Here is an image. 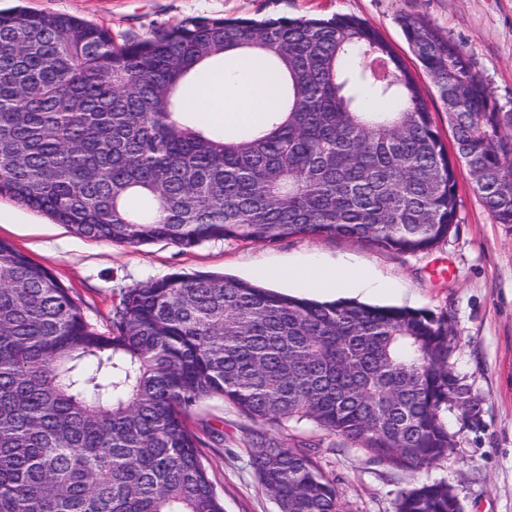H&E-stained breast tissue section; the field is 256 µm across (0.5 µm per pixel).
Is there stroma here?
<instances>
[{
  "mask_svg": "<svg viewBox=\"0 0 512 512\" xmlns=\"http://www.w3.org/2000/svg\"><path fill=\"white\" fill-rule=\"evenodd\" d=\"M63 13L108 27L117 38H147L158 29L198 18L356 16L375 27L413 70L446 147H453L448 115L431 80L416 67L400 19L428 21L471 58L497 106L512 110V0H0ZM458 222L432 250L401 254L342 238L296 237L275 246L215 240L185 249L167 241L120 246L74 233L48 215L0 194V239L47 266L70 288L87 321L108 331L112 308L124 291L182 273H223L291 293L294 283L258 278L259 267L300 269L348 265L381 282L351 297L371 305H397L447 315L456 346L455 373L480 401L470 418L443 411L454 432L452 454L429 469L395 471L363 449L310 423L276 429L283 444L316 445L317 460L334 481L346 512H393L402 490L442 481L462 512H512V224L496 223L457 169ZM188 423L202 441V461L224 512H278L253 472L246 440L253 428L237 409L214 398L192 407Z\"/></svg>",
  "mask_w": 512,
  "mask_h": 512,
  "instance_id": "obj_1",
  "label": "stroma"
}]
</instances>
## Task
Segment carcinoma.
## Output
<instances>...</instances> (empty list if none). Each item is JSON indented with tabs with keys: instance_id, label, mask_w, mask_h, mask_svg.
Listing matches in <instances>:
<instances>
[{
	"instance_id": "cac0c4a2",
	"label": "carcinoma",
	"mask_w": 512,
	"mask_h": 512,
	"mask_svg": "<svg viewBox=\"0 0 512 512\" xmlns=\"http://www.w3.org/2000/svg\"><path fill=\"white\" fill-rule=\"evenodd\" d=\"M455 142L415 77L353 16L191 19L145 39L68 14L0 10V194L117 245L265 246L341 237L401 254L458 223L456 161L512 224V112L430 23L402 19ZM252 54L279 79L268 125H204L184 87ZM448 317L317 301L224 275L131 288L109 333L48 267L0 239V512H224L186 423L220 397L258 425L250 465L279 512H345L313 453L267 428L311 422L394 470L445 459L463 398ZM394 512H461L445 482Z\"/></svg>"
}]
</instances>
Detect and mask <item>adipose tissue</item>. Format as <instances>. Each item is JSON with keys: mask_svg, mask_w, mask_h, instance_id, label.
Wrapping results in <instances>:
<instances>
[{"mask_svg": "<svg viewBox=\"0 0 512 512\" xmlns=\"http://www.w3.org/2000/svg\"><path fill=\"white\" fill-rule=\"evenodd\" d=\"M277 78L257 69L246 56H237L232 67L212 70L200 86L187 88L186 104L210 122L225 126L260 123L275 94ZM362 272L348 267L310 269L292 273L297 284L310 291L340 292L352 289Z\"/></svg>", "mask_w": 512, "mask_h": 512, "instance_id": "1", "label": "adipose tissue"}]
</instances>
